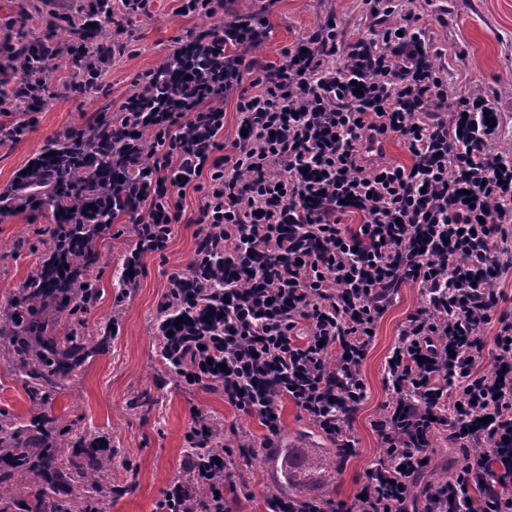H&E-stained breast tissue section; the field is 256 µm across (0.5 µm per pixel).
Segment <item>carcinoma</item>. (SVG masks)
<instances>
[{
	"mask_svg": "<svg viewBox=\"0 0 512 512\" xmlns=\"http://www.w3.org/2000/svg\"><path fill=\"white\" fill-rule=\"evenodd\" d=\"M55 287L52 277L32 278L0 309V340L14 353L13 368L21 377L28 399L34 406H46L62 389L64 381L77 364L74 355L85 349L84 325L78 316L62 315L53 309H43L46 292ZM40 311L45 336L30 338L23 334L27 316ZM49 421L41 413L24 424L18 420L0 418V444L8 454L0 457V512H14L20 502L24 512H104L106 502L117 493L120 484L109 477L112 457L94 447L93 441L80 436L70 437V429L62 427L54 434L45 429ZM82 456L76 467L70 456ZM330 456L320 448L309 449L308 462L300 468L284 459L282 479L277 487L292 493L313 471L329 465ZM63 477L71 485L73 496L65 505L55 502V478ZM31 498H23L27 489Z\"/></svg>",
	"mask_w": 512,
	"mask_h": 512,
	"instance_id": "1",
	"label": "carcinoma"
}]
</instances>
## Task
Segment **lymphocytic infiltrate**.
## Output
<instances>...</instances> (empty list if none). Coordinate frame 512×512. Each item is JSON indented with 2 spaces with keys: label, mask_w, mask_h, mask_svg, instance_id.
Returning a JSON list of instances; mask_svg holds the SVG:
<instances>
[{
  "label": "lymphocytic infiltrate",
  "mask_w": 512,
  "mask_h": 512,
  "mask_svg": "<svg viewBox=\"0 0 512 512\" xmlns=\"http://www.w3.org/2000/svg\"><path fill=\"white\" fill-rule=\"evenodd\" d=\"M83 17L68 42L34 39L9 49L0 75V145L34 123L52 62L68 56L83 94L101 79L120 43L85 51L111 9ZM364 30L345 37L336 19L283 50L275 67L227 54L261 40L262 17L214 26L178 41L143 73L107 118L72 129L56 163L36 153L0 191V215L71 199L64 224L42 230L46 260L65 298L55 308L96 302L71 268L74 224L110 232L130 217L135 242L123 261L134 284L144 255L163 252L183 216L187 190L202 193L190 264L167 278L154 323L160 357L190 390H219L225 403L256 418L260 445L278 447L281 404L291 401L336 447L355 451L349 420L365 397L361 367L379 318L402 284H418L422 306L409 313L385 361L391 396L373 428L386 451L349 500L271 497L269 512H512V314L496 284L512 275V157L497 146L489 96L448 87V67L418 15L403 0H364ZM188 78L177 83L172 71ZM233 97L245 135L224 143L220 99ZM400 140L412 163H377L374 136ZM231 154H224V147ZM92 174L88 194L81 174ZM361 218L358 227L346 216ZM495 326L492 343L484 331ZM491 356L492 373L479 372ZM188 480L174 481L160 512H232L227 496L240 458L218 455L212 424L189 409ZM443 433L462 454L445 482L427 480L431 438Z\"/></svg>",
  "instance_id": "lymphocytic-infiltrate-1"
}]
</instances>
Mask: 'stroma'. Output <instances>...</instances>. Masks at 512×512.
<instances>
[{
  "label": "stroma",
  "mask_w": 512,
  "mask_h": 512,
  "mask_svg": "<svg viewBox=\"0 0 512 512\" xmlns=\"http://www.w3.org/2000/svg\"><path fill=\"white\" fill-rule=\"evenodd\" d=\"M179 5L180 0H150L147 12L131 19L122 16L121 0H112L120 22L104 27L97 39L123 42L124 52L106 63L101 83L83 96L68 90L73 74L68 58L57 60L36 124L20 141L0 146V187L34 153L71 128L93 124L103 115L117 117L137 77L165 61L175 38L198 35L213 26L211 18L180 13ZM405 5L419 15L435 45L444 49L450 85L460 92L489 96L499 113V143L512 144V0H406ZM49 12L44 0H0V45L13 39L15 31L9 23L23 14L29 18V29L44 33ZM256 13L265 20V36L246 56L264 66L279 63L283 48L327 18H336L347 34H356L363 27L364 5L363 0H224L226 19ZM203 203L201 194L187 191L183 219L166 250L143 258L134 285H119L117 279L133 244L131 224L117 219L111 233L99 239L94 273L100 296L86 325L88 351L81 354L76 370L80 384L71 397H58L45 408L47 415L64 416L74 434L110 440L112 478L123 483L126 492L108 504L107 512H156L164 491L185 472V433L194 404L223 428L225 448L250 447V463L243 467L233 492L235 512H268L265 499L275 492L276 475L255 445L262 434L258 420L225 403L221 393L178 386L160 360L151 334L168 274L186 268L193 257L195 221ZM52 221L47 208L17 211L0 219V303L41 267L49 248L38 230ZM420 303L416 284L398 288L378 321L362 366L366 395L350 421L355 453L344 466L333 463L310 476L297 489L298 498L349 499L367 468L384 455L372 423L390 398L383 382L385 360L407 315ZM112 318L118 321L114 335L105 331ZM0 413L21 421L33 413L21 381L9 375L1 360ZM282 414L285 446L330 447V440L292 403L283 402Z\"/></svg>",
  "instance_id": "35a3bbf8"
}]
</instances>
